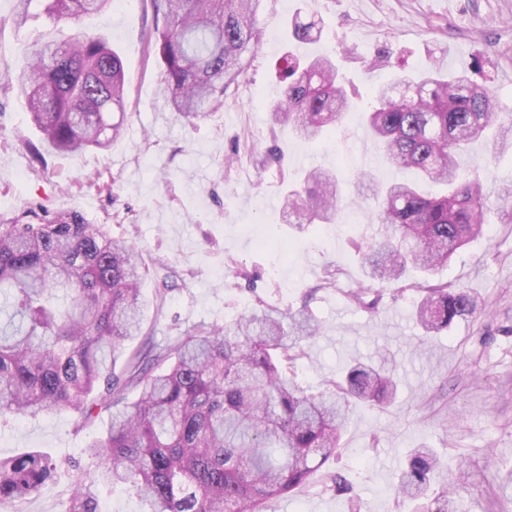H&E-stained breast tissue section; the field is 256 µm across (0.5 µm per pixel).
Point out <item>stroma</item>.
<instances>
[{
  "label": "stroma",
  "mask_w": 512,
  "mask_h": 512,
  "mask_svg": "<svg viewBox=\"0 0 512 512\" xmlns=\"http://www.w3.org/2000/svg\"><path fill=\"white\" fill-rule=\"evenodd\" d=\"M14 10L15 0H0V76L47 34L103 36L124 65V129L105 152L37 155L39 136L23 100L0 90V224L27 209H74L134 243L148 267L166 264L178 286L163 310L152 305L154 279L143 284L144 329L155 342L174 341L196 324L233 322L261 299L283 310L308 306L320 325L297 362L304 388L325 389L357 359L397 374L392 404L351 406L336 455L267 512H411L395 485L409 451L423 445L445 463L434 488L461 482L455 512H512V152L480 140L462 158L466 173L484 174L488 194L504 203L483 237L437 275L467 288L476 313L428 343L414 316L416 271L370 290L374 309L351 297L365 287L355 245L379 230L371 211L350 208L340 223L301 231L283 213L289 183L308 168L413 179L381 160L364 164L376 150L364 112L374 87L397 75L465 73L490 90L502 120L512 119V84L501 80L512 70V0H260L257 50L245 53L223 107L190 123L166 101L162 63L149 45L151 0H115L77 25L51 22L36 4L19 27ZM296 16L321 22L320 41L294 40ZM289 54L339 61L355 108L335 135L306 143L287 123L272 124L269 107L285 88L278 69ZM272 148L280 161L270 160ZM98 176L111 181V194L88 189ZM102 433V420L80 427L68 413L1 422L0 457L37 448L62 466L44 494L2 504L0 512H64L72 472L92 470L83 450ZM336 474L347 490H336Z\"/></svg>",
  "instance_id": "stroma-1"
}]
</instances>
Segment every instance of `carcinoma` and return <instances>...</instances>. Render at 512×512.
Listing matches in <instances>:
<instances>
[{"label": "carcinoma", "mask_w": 512, "mask_h": 512, "mask_svg": "<svg viewBox=\"0 0 512 512\" xmlns=\"http://www.w3.org/2000/svg\"><path fill=\"white\" fill-rule=\"evenodd\" d=\"M162 23L152 47L163 62L171 109L188 122L224 105V88L242 72V57L259 40V0H152ZM112 0H50L56 20L79 21ZM313 21L294 20L298 41L314 40ZM284 96L274 122L314 141L342 126L351 104L331 57L288 58ZM121 57L103 37L78 33L44 42L0 80L25 98L44 145L73 153L106 150L122 131ZM367 126L386 162L411 170L444 191L415 182L381 184L378 236L359 245L371 280H399L413 267L430 274L481 235L490 209L480 176L463 175L461 155L478 139L512 144V125L498 120L491 93L464 74L426 73L377 87ZM291 223L328 224L346 208L340 181L309 170L289 189ZM148 275L134 245L114 238L71 210L46 218L27 210L0 224V422L68 412L86 425L109 414L106 435L84 452L94 475L79 471L65 512H100L101 485H131L150 512H266L270 500L304 486L336 453L349 399L385 404L394 374L358 362L344 379L316 394L295 380L301 341L318 326L301 309L269 304L219 326L183 331L172 344H151L115 365L128 341L144 333L141 283ZM416 314L437 333L475 313L465 288L425 278ZM136 388L137 400L126 390ZM438 460L423 446L408 456L399 494L419 501L414 512H448L450 490L428 495ZM56 465L39 451L0 458V503L25 501L47 489Z\"/></svg>", "instance_id": "cac0c4a2"}]
</instances>
